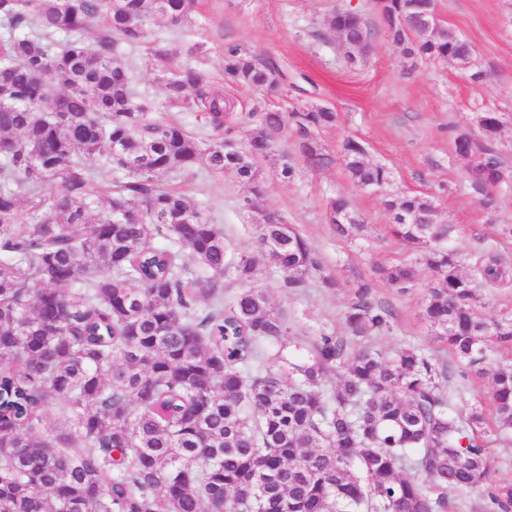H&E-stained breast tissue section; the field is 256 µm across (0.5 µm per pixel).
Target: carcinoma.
<instances>
[{"instance_id": "cac0c4a2", "label": "carcinoma", "mask_w": 512, "mask_h": 512, "mask_svg": "<svg viewBox=\"0 0 512 512\" xmlns=\"http://www.w3.org/2000/svg\"><path fill=\"white\" fill-rule=\"evenodd\" d=\"M416 2L378 0L387 37L412 61L463 62L468 42L439 25L421 32ZM194 3L0 0V512H444L432 488L470 490L490 478L484 436L492 420L512 429V366L493 373L492 416L481 405L462 412L441 384L447 371L423 350L377 352L372 337L390 328L392 312L359 276L343 314L348 335L315 337L303 361L284 355L289 327L264 291L244 288L224 302L227 274L249 283L267 262L297 288L321 261L291 225L260 212L257 250L229 258L220 225L166 184L204 167L263 192L257 162H241L226 140L203 148L145 112L118 60L117 43L139 44L147 18L179 25ZM99 16L106 28L91 46L83 35ZM360 31L371 27L358 14L340 44ZM224 76L278 83L276 69L239 45L224 50ZM199 84L196 69L182 67L166 81L167 97L220 131L233 106ZM254 111L241 150L274 157L273 133L289 116ZM292 117L302 156L329 166L314 130L336 113ZM486 117L484 130H460L453 144L490 209L502 122ZM341 160L360 189L390 181L353 138ZM95 162L121 173L113 192L92 193ZM25 197L31 224L19 223ZM386 206L393 235L419 258L376 274L404 292L417 265L427 266L435 282L423 319L482 373L489 351L512 345V319L488 322L478 289L511 287L512 265L486 252L463 271L465 255L449 245L454 225L437 221L429 196L395 195ZM327 220L344 237L364 229L342 196L327 203ZM185 248L200 272L185 264ZM330 370L340 381L329 391ZM53 405L65 427L41 432ZM485 509L512 512V486L487 488Z\"/></svg>"}]
</instances>
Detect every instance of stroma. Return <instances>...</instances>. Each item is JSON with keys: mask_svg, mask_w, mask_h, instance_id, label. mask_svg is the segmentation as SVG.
I'll return each mask as SVG.
<instances>
[{"mask_svg": "<svg viewBox=\"0 0 512 512\" xmlns=\"http://www.w3.org/2000/svg\"><path fill=\"white\" fill-rule=\"evenodd\" d=\"M345 7L360 12L376 31L368 51L353 65L345 61L336 34L322 24L329 11ZM436 11L443 25L470 43L474 59L487 74L483 84L472 83L466 70L441 60L408 71L401 47L382 29L374 0H197L182 25H170L161 16L148 19L144 44L119 45L118 57L132 74L137 102L152 116L182 123L208 145L218 134L200 113L170 104L163 82L168 69L194 67L203 86L223 88L236 103L228 136L237 141L251 127L248 114L259 101L285 113L316 108L335 112V124L315 132L331 165L309 167L298 151L294 126H286L274 139L295 175L283 180L276 160L262 161L263 193L255 201L258 209L295 227L318 252L322 268L309 273L301 287L288 288L283 274L265 263L252 285L266 292L271 306L287 321V352L300 359L308 357L314 336L345 335L343 312L351 276L372 279L377 299L393 313L392 328L376 339L377 349L391 356L410 344L433 355L449 369L446 388L454 406L463 411L473 403L488 402L491 375L498 366L512 364V348L494 349L483 373L460 377L459 360L421 316L433 273L420 268L414 288L403 293L375 278L374 266L409 258L410 252L388 230L392 216L384 204L386 192L357 189L339 159L343 140L356 138L369 161L390 168L388 192L433 197L439 221L455 226L454 243L465 253L492 251L512 261V238L499 232L500 225L512 224V0H436ZM155 43L170 49V57L151 54L148 47ZM230 43L278 70L275 91L225 81L224 50ZM488 110L501 116L497 147L505 168L489 210L480 205L453 156L456 131L473 128L476 116ZM181 187L191 206L221 225L229 255L255 250L257 229L243 206L249 191L235 174L217 176L202 170L186 176ZM336 196L351 201L364 226L360 236L342 238L328 223L326 204ZM327 276L333 277L334 286L324 284Z\"/></svg>", "mask_w": 512, "mask_h": 512, "instance_id": "1", "label": "stroma"}]
</instances>
